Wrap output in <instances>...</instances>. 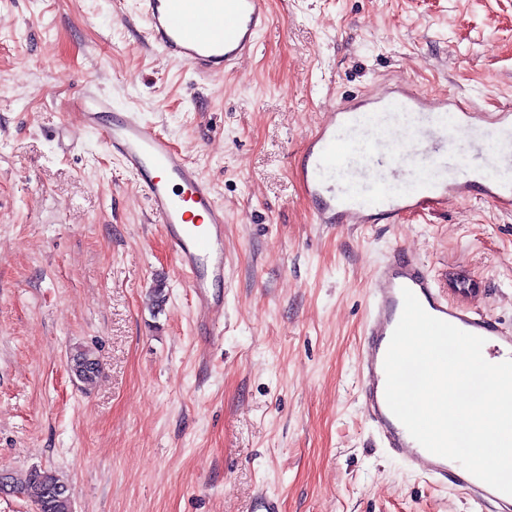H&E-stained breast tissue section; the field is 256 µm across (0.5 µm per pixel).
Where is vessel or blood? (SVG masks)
Wrapping results in <instances>:
<instances>
[{
  "label": "vessel or blood",
  "instance_id": "obj_1",
  "mask_svg": "<svg viewBox=\"0 0 512 512\" xmlns=\"http://www.w3.org/2000/svg\"><path fill=\"white\" fill-rule=\"evenodd\" d=\"M136 14L149 44L204 79L253 55L269 23L268 0H138ZM72 109L140 184L186 277L198 326L203 336L215 335L224 314V207L213 183L170 139L136 113L113 111L111 101L96 91L73 98ZM465 137L470 151L452 154ZM506 141L512 142L511 105L487 114L401 84L334 103L295 155L294 171L319 224H395L476 191L511 212L512 180L494 175L502 165H512V154L498 157ZM372 283L359 383L365 413L382 443L415 473L493 506L494 512H512V495L430 453L409 434L387 405L384 370L406 288L430 315L483 337L489 354L512 358V332L469 304L448 299L425 265L404 248L389 251Z\"/></svg>",
  "mask_w": 512,
  "mask_h": 512
}]
</instances>
